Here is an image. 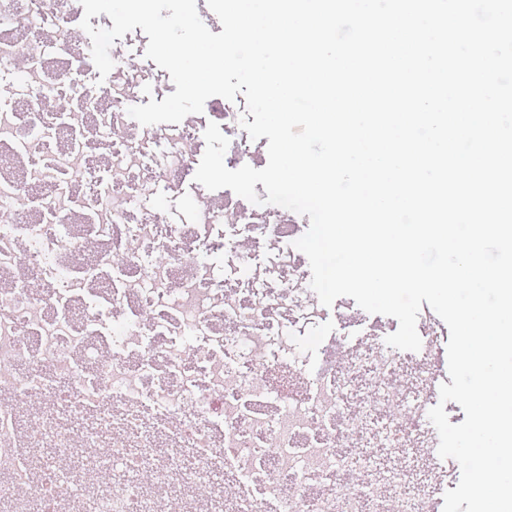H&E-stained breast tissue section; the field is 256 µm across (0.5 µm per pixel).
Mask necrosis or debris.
<instances>
[{
  "label": "necrosis or debris",
  "instance_id": "4bbe7bcc",
  "mask_svg": "<svg viewBox=\"0 0 512 512\" xmlns=\"http://www.w3.org/2000/svg\"><path fill=\"white\" fill-rule=\"evenodd\" d=\"M77 0H0V61L20 65V107H0V512H430L434 487L386 460L419 446L425 364L385 347L350 355L312 384L287 344L294 315L316 317L295 255L275 285L227 283L199 256L207 226L256 224L295 235L282 208L225 197L197 225L135 214L159 182L180 181L191 128L155 161L131 134L127 109L145 78L116 57L103 89L87 85L72 28ZM224 103L235 147L227 168L254 164L256 141ZM112 150L102 169V147ZM54 456L37 467L30 450ZM95 449L108 479H75L59 462Z\"/></svg>",
  "mask_w": 512,
  "mask_h": 512
}]
</instances>
